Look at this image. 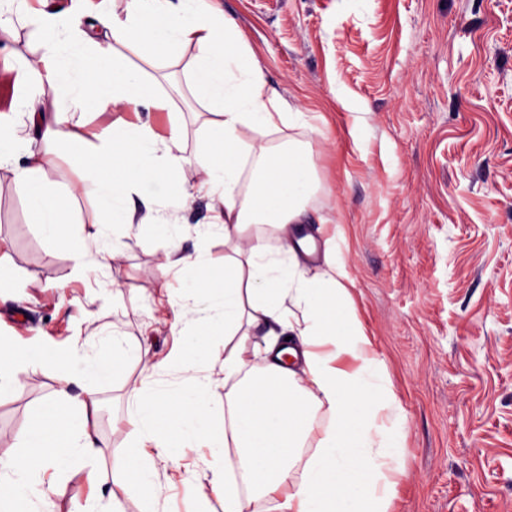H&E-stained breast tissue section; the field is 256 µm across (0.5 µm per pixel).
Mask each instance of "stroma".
<instances>
[{"instance_id":"35a3bbf8","label":"stroma","mask_w":512,"mask_h":512,"mask_svg":"<svg viewBox=\"0 0 512 512\" xmlns=\"http://www.w3.org/2000/svg\"><path fill=\"white\" fill-rule=\"evenodd\" d=\"M222 2L269 83L311 113L292 134L320 182L316 242L335 237L406 416L390 512H512V0ZM159 248L125 238L114 287L73 279L0 171V261L22 277L0 286V339L63 345L114 327L141 348L98 393L99 488L81 473L46 481L59 512L111 491L125 512L146 508L114 464L146 366L181 341L151 274ZM57 388L41 373L0 393V456L17 454ZM200 454L178 460L193 483L163 491L224 512Z\"/></svg>"}]
</instances>
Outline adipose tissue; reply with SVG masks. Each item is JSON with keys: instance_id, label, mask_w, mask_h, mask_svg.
<instances>
[{"instance_id": "obj_1", "label": "adipose tissue", "mask_w": 512, "mask_h": 512, "mask_svg": "<svg viewBox=\"0 0 512 512\" xmlns=\"http://www.w3.org/2000/svg\"><path fill=\"white\" fill-rule=\"evenodd\" d=\"M85 12L84 0L69 12L0 0V33L23 23L39 44L29 59L0 50V70L21 83L13 110L0 113V170L11 173L29 223L70 253L74 278L111 280L118 250L95 252L90 242L144 228L163 242L157 275L185 272L164 285L182 343L151 365L138 392L133 449L121 462L126 478L148 482L147 512H172L159 470L182 449L204 448L208 466L224 476V512H389L384 461L401 446L405 416L384 359L348 306L353 280L345 263L329 245L324 270L308 273L300 255L314 236L288 230L323 221L308 210L317 191L308 152L288 134L295 106L269 85L221 0H118L94 10L86 28L77 22ZM129 43L161 63L177 61L189 45L195 53L171 85L130 67L117 51ZM141 111L166 113L167 134L124 118ZM108 112L115 121L89 127V116ZM189 112L208 115L193 182L184 176ZM62 159L72 177L60 186L47 171ZM80 196L90 206L76 215L71 203ZM201 199L204 223L224 229L229 254L220 265L205 243L185 247ZM248 224L271 226L278 246L245 236ZM246 325L267 336L260 374L220 349ZM132 352L112 331L74 336L64 348L0 349V391L36 373H54L59 383L41 422L20 435L22 454L0 456L1 501L58 512L43 489L47 471L97 481L106 437L86 417L98 410V384L115 379ZM219 352L229 379L222 392L213 377ZM316 417L324 426L308 449L303 436ZM283 484L284 505L274 497Z\"/></svg>"}]
</instances>
